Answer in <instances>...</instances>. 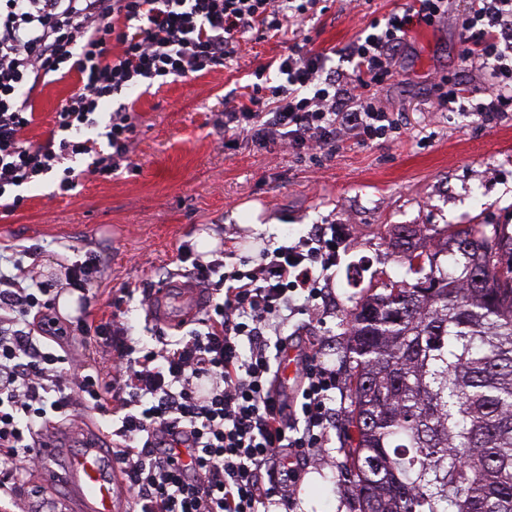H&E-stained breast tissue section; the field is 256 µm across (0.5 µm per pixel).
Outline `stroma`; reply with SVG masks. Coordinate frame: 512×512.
I'll list each match as a JSON object with an SVG mask.
<instances>
[{"label": "stroma", "mask_w": 512, "mask_h": 512, "mask_svg": "<svg viewBox=\"0 0 512 512\" xmlns=\"http://www.w3.org/2000/svg\"><path fill=\"white\" fill-rule=\"evenodd\" d=\"M405 0H318L303 33L314 49H339L362 30L383 22ZM465 0H450L447 14L414 25L394 57L393 75L372 86L378 105L404 128L401 139L362 143L337 140L311 157L249 136H222L216 119L242 86L254 83L256 68L278 58V39H246L237 58L206 75L152 89L131 91L138 114L133 144L136 170L109 179L88 174L68 195L48 177L21 187L23 205L0 214V246L40 251L38 274L59 268L70 251L104 255L105 266L77 317L125 323L129 336L153 346L155 322L126 287H152L175 267L177 249L194 244L201 231L246 254L264 242L306 233L313 224H342L347 236L323 310L289 317L285 334L300 333L334 363L337 373L336 428L325 447L312 449L304 476L293 490L295 503L311 501L312 512H354L350 486H337L346 460L342 427L350 409L346 381V322L367 285L406 279L390 241L394 224H413L429 247L447 224H512V110L483 123L466 112H442L448 91L499 93L493 61L473 68L462 63L459 26ZM75 88L66 79L47 86L36 107L29 140L53 124L61 101ZM260 208L262 232L235 219L244 206ZM356 265L361 277L347 283Z\"/></svg>", "instance_id": "1"}]
</instances>
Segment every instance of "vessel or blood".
Returning <instances> with one entry per match:
<instances>
[{"instance_id": "b4317fda", "label": "vessel or blood", "mask_w": 512, "mask_h": 512, "mask_svg": "<svg viewBox=\"0 0 512 512\" xmlns=\"http://www.w3.org/2000/svg\"><path fill=\"white\" fill-rule=\"evenodd\" d=\"M202 307V296L198 289L178 280L163 283L154 292L149 309L150 319L178 326L192 319ZM303 366L301 355L294 350L283 353L279 367L281 384L298 382ZM115 465L110 455L100 448L96 433H86L78 453L68 456L62 469L46 468V482L65 478L71 496L64 512H118L117 492L112 483Z\"/></svg>"}]
</instances>
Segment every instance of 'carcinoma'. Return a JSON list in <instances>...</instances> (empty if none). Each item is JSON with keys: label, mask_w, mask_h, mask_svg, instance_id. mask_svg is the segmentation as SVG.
<instances>
[{"label": "carcinoma", "mask_w": 512, "mask_h": 512, "mask_svg": "<svg viewBox=\"0 0 512 512\" xmlns=\"http://www.w3.org/2000/svg\"><path fill=\"white\" fill-rule=\"evenodd\" d=\"M390 233L415 283L350 313L347 459L357 512H512V225Z\"/></svg>", "instance_id": "cac0c4a2"}]
</instances>
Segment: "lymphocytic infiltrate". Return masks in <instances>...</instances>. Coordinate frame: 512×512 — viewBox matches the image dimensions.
Masks as SVG:
<instances>
[{
	"mask_svg": "<svg viewBox=\"0 0 512 512\" xmlns=\"http://www.w3.org/2000/svg\"><path fill=\"white\" fill-rule=\"evenodd\" d=\"M315 0H0V210L22 204L16 190L54 174L59 188L77 185L73 160L87 155L89 173L111 177L133 167L136 117L126 94L196 78L236 57L244 34L287 33ZM446 0H409L384 28L343 52L350 73L325 52L289 39L276 67L278 85L253 86L248 102L222 114L218 126L261 145L315 154L337 139L399 134L390 112L366 88L391 77L390 52L414 24L444 13ZM463 61L493 58L501 93L473 103L484 122L512 105V0H469L461 21ZM72 77L53 126L25 138L35 102L51 76ZM103 128L108 152L93 150L82 131ZM338 224H315L252 255L216 252L185 273L206 296L200 329L158 337L137 348L121 322L60 325L50 310L53 279L35 276L32 250L12 251L13 273L0 271V496L41 459L37 437L53 419L87 404L116 417L112 457L134 499L133 512H291L292 488L309 451L325 447L336 412V370L305 354L291 399L276 389L282 329L290 312L325 300L329 271L344 240ZM98 340L109 368L64 372L29 327Z\"/></svg>",
	"mask_w": 512,
	"mask_h": 512,
	"instance_id": "lymphocytic-infiltrate-1",
	"label": "lymphocytic infiltrate"
}]
</instances>
